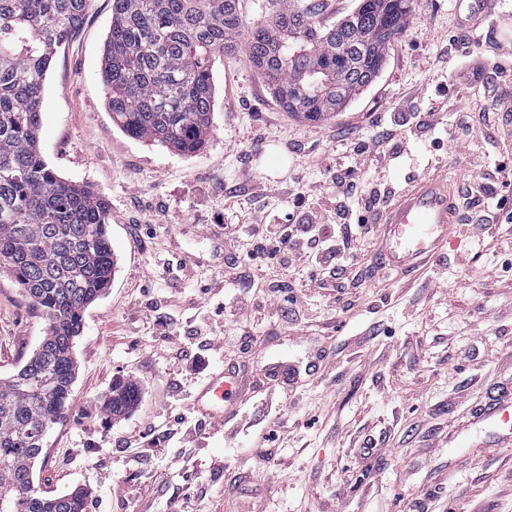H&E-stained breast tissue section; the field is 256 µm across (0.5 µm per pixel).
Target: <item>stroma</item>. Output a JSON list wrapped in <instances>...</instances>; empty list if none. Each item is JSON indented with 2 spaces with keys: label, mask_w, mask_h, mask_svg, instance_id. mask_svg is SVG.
I'll return each mask as SVG.
<instances>
[{
  "label": "stroma",
  "mask_w": 512,
  "mask_h": 512,
  "mask_svg": "<svg viewBox=\"0 0 512 512\" xmlns=\"http://www.w3.org/2000/svg\"><path fill=\"white\" fill-rule=\"evenodd\" d=\"M490 19L475 56L512 44V0H483ZM112 0L90 5L53 58L42 94L40 150L59 177L108 200L116 256L112 284L84 312L68 417L45 439L35 483L52 493L87 490L85 512H170L184 495L224 512H512V447L476 409L512 385V256L452 234L432 265L381 283H357L374 251L357 240L345 272L288 271L250 261L266 291L224 281L256 230L288 222V197L311 191L336 221V183L349 180L357 209L371 185L401 191L427 173L468 175L459 121L468 93L449 87L458 65L448 44V0H414L380 77L332 118L310 123L276 104L244 51L213 62V131L198 155L127 137L113 123L100 72ZM443 109V126L428 114ZM402 149L377 163L357 150L389 137ZM286 281L289 305L274 290ZM222 315H215L216 306ZM45 334L39 311L0 273V378ZM185 350L176 357L175 348ZM239 363L256 377L288 363L304 377L239 390L224 422L196 411L214 371ZM118 380L141 389L136 407L107 414ZM197 424L184 443L178 419ZM283 428L272 469L255 437Z\"/></svg>",
  "instance_id": "35a3bbf8"
}]
</instances>
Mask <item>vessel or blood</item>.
<instances>
[{"label":"vessel or blood","instance_id":"1","mask_svg":"<svg viewBox=\"0 0 512 512\" xmlns=\"http://www.w3.org/2000/svg\"><path fill=\"white\" fill-rule=\"evenodd\" d=\"M382 254L393 269L409 271L435 255L447 242L456 216L451 190L437 176L425 175L402 193L381 217ZM230 383L216 373L195 400L198 411L215 418L231 414ZM490 419L512 436V396L491 406Z\"/></svg>","mask_w":512,"mask_h":512}]
</instances>
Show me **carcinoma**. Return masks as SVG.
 I'll return each mask as SVG.
<instances>
[{"mask_svg": "<svg viewBox=\"0 0 512 512\" xmlns=\"http://www.w3.org/2000/svg\"><path fill=\"white\" fill-rule=\"evenodd\" d=\"M88 3L0 0V268L46 322L24 365L0 378V512H43L18 495L33 481L41 431L68 413L74 339L114 274L107 199L57 176L40 151L45 75ZM412 4L358 0L328 26L318 0H266L253 22L240 0H112L101 68L112 120L132 139L195 155L213 129L211 61L242 47L284 111L324 121L379 77ZM139 396L136 382L118 381L105 408L122 417ZM57 499L59 512L84 508L79 491Z\"/></svg>", "mask_w": 512, "mask_h": 512, "instance_id": "carcinoma-1", "label": "carcinoma"}]
</instances>
